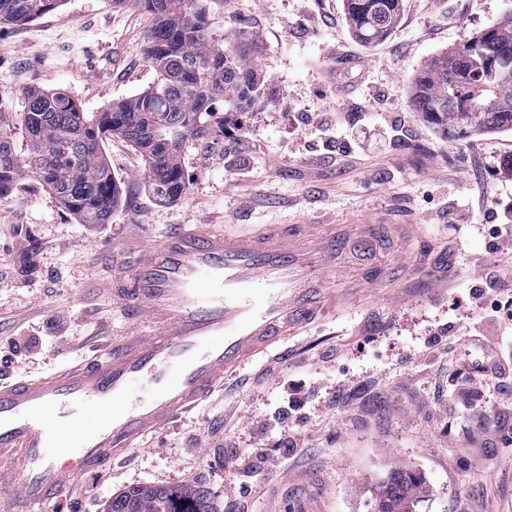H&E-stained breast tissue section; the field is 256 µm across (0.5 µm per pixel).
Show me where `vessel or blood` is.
<instances>
[{
  "label": "vessel or blood",
  "instance_id": "b4317fda",
  "mask_svg": "<svg viewBox=\"0 0 512 512\" xmlns=\"http://www.w3.org/2000/svg\"><path fill=\"white\" fill-rule=\"evenodd\" d=\"M372 224L278 225L226 234L181 224L141 245L134 272L117 265L98 300L152 329L88 363L0 383V512H42L71 480L139 447L225 378L345 303L324 279Z\"/></svg>",
  "mask_w": 512,
  "mask_h": 512
}]
</instances>
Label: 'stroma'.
I'll list each match as a JSON object with an SVG mask.
<instances>
[{"mask_svg":"<svg viewBox=\"0 0 512 512\" xmlns=\"http://www.w3.org/2000/svg\"><path fill=\"white\" fill-rule=\"evenodd\" d=\"M512 13V0H403L379 42L357 41L345 0H224L215 30L258 38L268 104L183 149L186 194L158 201L141 154L103 152L122 190L108 224H81L23 178L0 195V340L18 338L0 379L34 376L136 331L119 311L83 303L123 240L181 224L242 233L257 224H420L421 281L378 284L367 304L293 337L200 405L71 486L67 506L105 512L142 485L205 487L216 512H373L375 487L403 467L425 482L419 512H512V324L479 318L469 285L512 266L495 246V201L512 192V131L443 137L412 112L414 75L434 56ZM152 23L134 6L65 0L25 24H0V96L21 111L29 87L68 92L102 112L152 86ZM381 113L380 126L371 116ZM484 202L456 224L468 189ZM387 253L342 252L328 280L390 266ZM443 291L426 288L429 279ZM251 449L250 465L225 456ZM272 482L260 480L277 458Z\"/></svg>","mask_w":512,"mask_h":512,"instance_id":"obj_1","label":"stroma"}]
</instances>
